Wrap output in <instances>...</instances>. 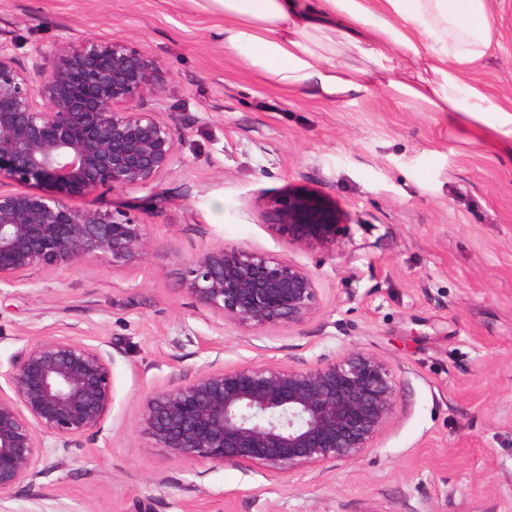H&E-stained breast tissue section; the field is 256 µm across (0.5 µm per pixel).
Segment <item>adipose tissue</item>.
<instances>
[{
    "label": "adipose tissue",
    "mask_w": 512,
    "mask_h": 512,
    "mask_svg": "<svg viewBox=\"0 0 512 512\" xmlns=\"http://www.w3.org/2000/svg\"><path fill=\"white\" fill-rule=\"evenodd\" d=\"M225 50L281 87L339 104L381 87L512 145V100L472 77L500 44L490 0H203Z\"/></svg>",
    "instance_id": "1"
}]
</instances>
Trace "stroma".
<instances>
[{
	"mask_svg": "<svg viewBox=\"0 0 512 512\" xmlns=\"http://www.w3.org/2000/svg\"><path fill=\"white\" fill-rule=\"evenodd\" d=\"M475 79L512 99V0ZM192 0H0L17 60L59 40L112 39L152 57L180 158L148 189H96L79 208L128 209L153 248L116 265L90 255L0 284V363L70 336L114 358L104 432L0 512H512V155L486 127L412 112L380 90L336 105L266 83L214 37ZM294 193L334 206V245L291 243L267 223ZM306 266L317 311L255 331L198 305L183 262L216 245ZM371 352L399 384L393 418L355 459L275 473L174 461L141 422L146 395L209 364L314 367Z\"/></svg>",
	"mask_w": 512,
	"mask_h": 512,
	"instance_id": "1",
	"label": "stroma"
}]
</instances>
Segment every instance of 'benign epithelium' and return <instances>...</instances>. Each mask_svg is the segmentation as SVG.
Returning <instances> with one entry per match:
<instances>
[{
	"label": "benign epithelium",
	"mask_w": 512,
	"mask_h": 512,
	"mask_svg": "<svg viewBox=\"0 0 512 512\" xmlns=\"http://www.w3.org/2000/svg\"><path fill=\"white\" fill-rule=\"evenodd\" d=\"M164 76L119 42L58 41L21 65L0 44V176L40 191L0 190V283L90 255L143 259L147 227L123 211L78 208L71 194L148 188L178 162L177 130L141 107L160 101ZM302 243L336 241V210L300 195L269 214ZM185 291L238 325L262 330L316 312L313 273L286 257L210 247L184 264ZM114 359L71 337L26 344L0 370V502L43 472L50 453L78 457L112 410ZM397 381L377 355L349 352L312 368L209 365L150 393L143 425L183 463L262 465L278 473L356 458L393 417ZM52 438L46 444V438Z\"/></svg>",
	"instance_id": "7a95c632"
}]
</instances>
